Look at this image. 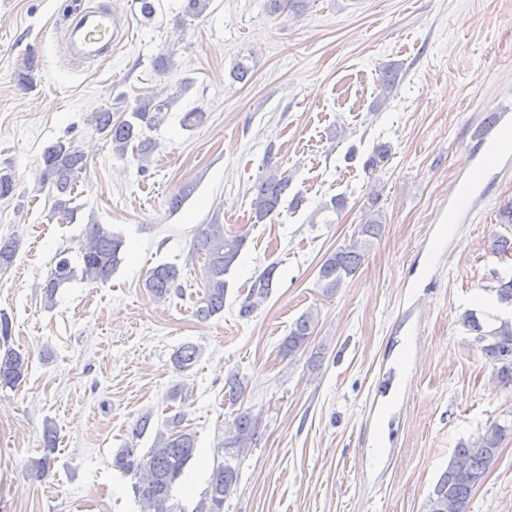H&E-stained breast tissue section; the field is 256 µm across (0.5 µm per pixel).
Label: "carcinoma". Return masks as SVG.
Segmentation results:
<instances>
[{
	"label": "carcinoma",
	"instance_id": "1",
	"mask_svg": "<svg viewBox=\"0 0 512 512\" xmlns=\"http://www.w3.org/2000/svg\"><path fill=\"white\" fill-rule=\"evenodd\" d=\"M309 0H270L275 13H299L305 10ZM397 73L386 70L377 99L385 104L395 90ZM178 99L170 95L162 97L152 93L138 98L130 106L127 116L113 119L110 107L91 115L89 123L97 132L112 143V151L124 155L128 148L136 149L140 161L144 162L154 149L145 131L158 126L165 113ZM391 156L386 144L376 145L364 160L363 169L373 173L383 168ZM44 181L56 191L51 207V216L70 223L76 221L80 206L73 204L74 190L87 170V158L83 151L61 141L45 148ZM289 178L277 169H267L254 186L251 211L255 223L260 224L277 214L282 197L288 190ZM383 221L380 209L373 210L361 225V238L354 243L337 248L321 263L317 284L323 296L330 298L338 289L353 278L364 259V250L369 241L379 237ZM245 235H229L224 225L214 221L203 225L194 237L191 256L204 257L202 268L204 288L196 302L194 315L207 321L224 312V299L228 281L225 279L245 245ZM18 242L13 238H0V272L8 270L14 263ZM123 238L106 224L86 225L84 244L81 249L80 266L71 264L65 252L56 256V263L43 285L45 304L52 305L59 288L79 278L88 283H106L122 262ZM278 277V265L266 266L253 281L243 298L239 315L247 318L270 295ZM155 299L164 301L181 291L180 269L174 263H162L153 267L144 281ZM469 330L484 337L482 352L492 365V375L503 386H512V319L495 318L497 325L485 327L476 313L467 310L461 317ZM319 323L318 314L312 310L299 316L280 347L284 356L294 357L306 349ZM12 325L5 315L0 316V343L5 345L0 353V387L16 388L28 370L29 358L8 346ZM199 350L192 344L181 346L174 355L175 367L182 371L190 368L198 358ZM246 385L237 376L227 380V398L230 406H236L245 395ZM185 413L178 412L165 422V429L157 430L151 448L139 454L136 448H122L113 459V466L134 477L133 492L141 505V512H174L173 488L184 475L185 469L194 459L197 449L196 433L184 426ZM512 434V427L495 425L476 440L460 443L454 449L448 468L437 481L426 503V512H468L474 489L484 480L489 467L497 459L505 438ZM256 441V420L248 410H238L231 424L224 431L222 447L243 453ZM43 455L31 461V468L43 473L49 469L56 448L57 434L51 424H46L42 434ZM237 469L223 462L213 467L208 486L197 503L195 512H224V500L238 485Z\"/></svg>",
	"mask_w": 512,
	"mask_h": 512
}]
</instances>
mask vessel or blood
Here are the masks:
<instances>
[{"mask_svg": "<svg viewBox=\"0 0 512 512\" xmlns=\"http://www.w3.org/2000/svg\"><path fill=\"white\" fill-rule=\"evenodd\" d=\"M70 18L68 44L71 55L98 65L108 61L118 34L114 13L88 6L85 0H76ZM481 142L488 158L504 155L512 147V113H499L496 124L485 130Z\"/></svg>", "mask_w": 512, "mask_h": 512, "instance_id": "b4317fda", "label": "vessel or blood"}]
</instances>
